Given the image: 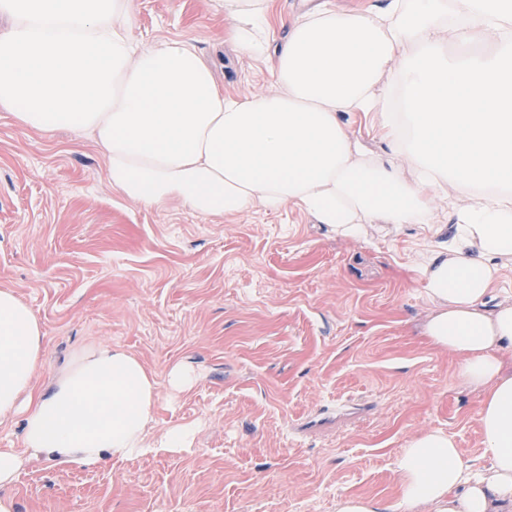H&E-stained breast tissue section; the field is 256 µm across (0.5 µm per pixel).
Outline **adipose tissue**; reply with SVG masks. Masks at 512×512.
Wrapping results in <instances>:
<instances>
[{
	"label": "adipose tissue",
	"instance_id": "1",
	"mask_svg": "<svg viewBox=\"0 0 512 512\" xmlns=\"http://www.w3.org/2000/svg\"><path fill=\"white\" fill-rule=\"evenodd\" d=\"M245 53L274 56L277 89L225 96L185 40L139 46L131 0H0V110L27 129L92 140L106 177L147 206L178 201L200 215L290 204L337 235L366 224H436L432 197L461 189L446 243L421 265L436 312L431 342L460 357L481 395L488 466L465 465L439 429L398 461V512H512V303L484 300L512 258V0H376L344 10L317 0L273 43L269 0H217ZM361 116L389 154L352 129ZM42 328L0 289V418L23 415L24 449L91 468L151 441L155 375L105 343L78 353L41 392Z\"/></svg>",
	"mask_w": 512,
	"mask_h": 512
}]
</instances>
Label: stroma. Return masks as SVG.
Returning a JSON list of instances; mask_svg holds the SVG:
<instances>
[{
  "label": "stroma",
  "instance_id": "obj_1",
  "mask_svg": "<svg viewBox=\"0 0 512 512\" xmlns=\"http://www.w3.org/2000/svg\"><path fill=\"white\" fill-rule=\"evenodd\" d=\"M132 11L139 41L187 40L225 95L275 90L271 60L240 51L215 0ZM441 240L425 224L342 237L289 205L147 207L110 186L88 138L25 130L0 110V289L42 326L34 386L112 344L162 383L151 440L194 428L186 448L92 469L24 455L0 497L13 512H337L348 497L389 512L398 458L434 428L486 467L480 394L425 334L434 306L419 266ZM179 364L196 378L173 390Z\"/></svg>",
  "mask_w": 512,
  "mask_h": 512
}]
</instances>
